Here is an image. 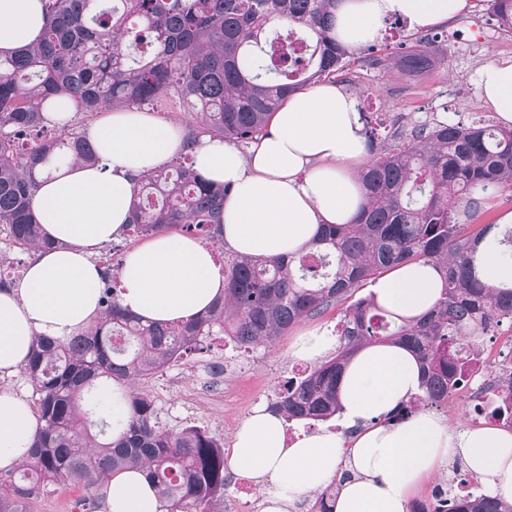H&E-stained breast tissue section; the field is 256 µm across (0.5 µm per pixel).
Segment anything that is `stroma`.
<instances>
[{
    "label": "stroma",
    "instance_id": "stroma-1",
    "mask_svg": "<svg viewBox=\"0 0 512 512\" xmlns=\"http://www.w3.org/2000/svg\"><path fill=\"white\" fill-rule=\"evenodd\" d=\"M469 3L466 14L424 33L405 20H384L373 44L379 54L389 56L390 65L355 66L348 86L360 111L383 122L388 130L406 133L436 121L494 118L493 109L478 94L477 72L488 61L512 57V34L499 29L486 0ZM422 34L441 61L421 73H403L398 62ZM344 310L341 303L331 306L323 314L291 325L273 345H260L246 353L215 339L209 349L185 356L154 378L135 382L134 388L154 399L168 427L205 428L224 450H231L237 428L253 407L271 404L292 370L306 369V361L291 354L296 339L312 329L336 334ZM228 357L238 358L243 372L222 385L220 392L206 391V372L216 370Z\"/></svg>",
    "mask_w": 512,
    "mask_h": 512
}]
</instances>
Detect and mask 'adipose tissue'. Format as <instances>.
Here are the masks:
<instances>
[{
	"mask_svg": "<svg viewBox=\"0 0 512 512\" xmlns=\"http://www.w3.org/2000/svg\"><path fill=\"white\" fill-rule=\"evenodd\" d=\"M469 0H341L336 36L349 49L373 40L389 17L429 28L464 15ZM46 24L42 0H0V54L35 41ZM480 98L503 125L512 124V58L487 62L477 74ZM85 132L93 165L62 162L43 175L33 198L44 235L58 246L38 251L19 287L0 290V377L26 362L36 335L66 340L99 312L96 248L123 236L137 180L180 153L185 132L143 111L113 110ZM194 169L230 187L222 239L236 254L291 257L312 244L325 224H350L364 204L358 173L367 148L358 101L331 82L295 93L274 112L266 132L241 150L200 137ZM478 272L490 286L512 285V259L503 258L496 232L479 244ZM119 302L152 322L188 319L224 292V274L207 243L158 233L131 248L118 271ZM436 267L403 264L377 279L383 308L410 318L429 310L441 293ZM415 355L398 344L360 348L337 380L346 431L321 428L288 439L286 422L257 405L234 436L229 466L266 490L263 512H296L304 498L333 478L343 481L334 512H408L423 481L449 459L479 476L484 494L512 502V432L487 424L468 427L421 410L396 424L382 418L419 390ZM39 422L29 401L0 388V468H14ZM101 512H166L145 473L114 475Z\"/></svg>",
	"mask_w": 512,
	"mask_h": 512,
	"instance_id": "ef3b65f1",
	"label": "adipose tissue"
}]
</instances>
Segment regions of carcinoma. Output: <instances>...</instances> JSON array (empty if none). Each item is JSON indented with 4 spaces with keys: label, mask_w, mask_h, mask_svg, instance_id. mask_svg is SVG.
Segmentation results:
<instances>
[{
    "label": "carcinoma",
    "mask_w": 512,
    "mask_h": 512,
    "mask_svg": "<svg viewBox=\"0 0 512 512\" xmlns=\"http://www.w3.org/2000/svg\"><path fill=\"white\" fill-rule=\"evenodd\" d=\"M44 0L43 35L0 57V233L30 250L50 248L31 207L38 178L53 162L94 163L79 123L59 126L47 102L68 97L84 115L104 107L164 110L188 106L187 142L204 134L245 146L268 128L290 95L320 81H349L360 63L336 40L338 0ZM499 27L512 34V0H491ZM402 65L431 66L425 40ZM370 157L361 170L365 203L352 224H325L291 259L238 256L224 295L202 315L144 322L124 310L119 289L100 290L101 314L66 342L38 336L24 374L41 422L26 457L0 470V512H28L50 484L94 493L115 473L146 472L169 512H214L224 496V448L206 430L168 428L155 401L129 392L131 417L112 434V417L90 418L98 386L149 378L233 336L246 350L273 343L292 324L345 301L356 288L407 262L433 264L443 282L426 313L401 319L374 299L350 304L336 356L289 380L270 409L286 420L322 421L340 411L336 384L366 344H401L419 359L422 393L398 406L399 423L421 405L440 406L465 380L451 345L512 322V287L484 284L475 247L491 228L473 221L485 201H512V129L438 121L393 145L366 129ZM228 188L202 179L189 147L138 180L132 221L138 236L161 230L213 238ZM433 512H512L483 494L435 492Z\"/></svg>",
    "instance_id": "cac0c4a2"
}]
</instances>
